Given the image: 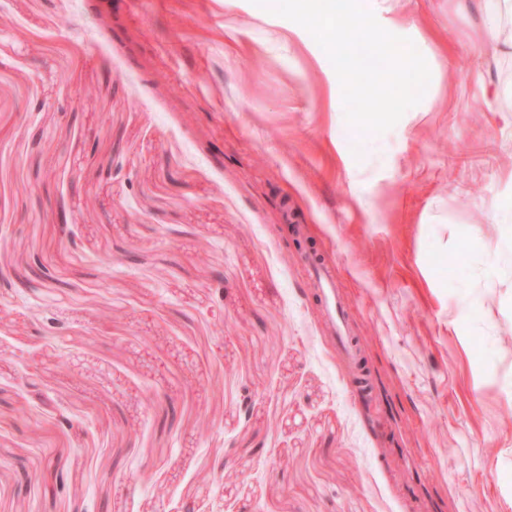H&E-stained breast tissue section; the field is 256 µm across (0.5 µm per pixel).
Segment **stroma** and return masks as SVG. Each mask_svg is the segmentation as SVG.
Returning a JSON list of instances; mask_svg holds the SVG:
<instances>
[{
	"mask_svg": "<svg viewBox=\"0 0 512 512\" xmlns=\"http://www.w3.org/2000/svg\"><path fill=\"white\" fill-rule=\"evenodd\" d=\"M353 7L0 0V512H512V10ZM315 275L319 282V287L322 288L324 296L327 298V309L332 318L336 320L337 328L341 340L347 347H352L350 336H343L342 330L344 327L343 309L340 305L336 304V297L333 288H336L335 278L332 272L325 268L315 269Z\"/></svg>",
	"mask_w": 512,
	"mask_h": 512,
	"instance_id": "obj_1",
	"label": "stroma"
}]
</instances>
